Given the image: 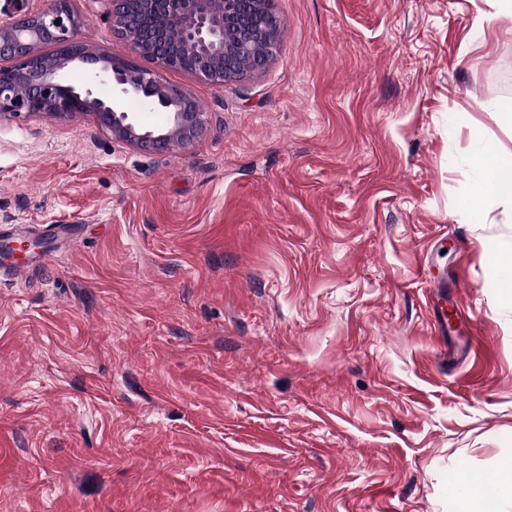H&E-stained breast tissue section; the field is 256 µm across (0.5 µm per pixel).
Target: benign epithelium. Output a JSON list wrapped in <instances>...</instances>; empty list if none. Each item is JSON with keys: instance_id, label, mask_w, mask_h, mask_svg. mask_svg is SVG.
Segmentation results:
<instances>
[{"instance_id": "obj_1", "label": "benign epithelium", "mask_w": 512, "mask_h": 512, "mask_svg": "<svg viewBox=\"0 0 512 512\" xmlns=\"http://www.w3.org/2000/svg\"><path fill=\"white\" fill-rule=\"evenodd\" d=\"M112 30L132 52L169 68L171 33L193 48L184 71L216 86L265 69L279 45L281 19L272 0H109ZM82 25L70 0H50L38 13H24L0 26V60L12 61L15 77L0 80V118L22 115L72 117L89 113L112 137L131 146L168 151L194 144L205 132L206 112L180 88L146 69L113 57L77 37ZM53 45L66 60L42 52ZM84 74L79 86L66 74ZM102 86L111 89L101 97ZM137 99L163 111L167 122L146 127L126 108Z\"/></svg>"}]
</instances>
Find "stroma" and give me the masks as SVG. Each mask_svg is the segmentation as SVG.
<instances>
[{
  "instance_id": "1",
  "label": "stroma",
  "mask_w": 512,
  "mask_h": 512,
  "mask_svg": "<svg viewBox=\"0 0 512 512\" xmlns=\"http://www.w3.org/2000/svg\"><path fill=\"white\" fill-rule=\"evenodd\" d=\"M80 39L132 58L108 0ZM273 0L279 49L158 153L0 119V512H463L512 458V19ZM451 324H443L444 315ZM477 167L488 172V181L481 183L482 191L493 190L497 194L508 196L512 199V160L509 157L503 161L500 158L491 157L488 153H478L474 157ZM458 487L468 503V512H484L489 500L496 498L497 492L483 483L474 473L462 471L457 478Z\"/></svg>"
}]
</instances>
